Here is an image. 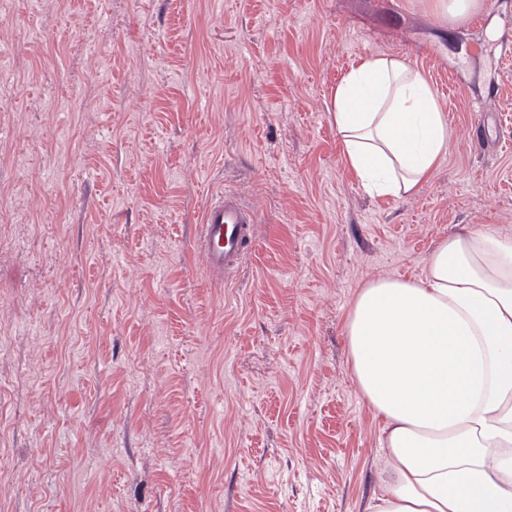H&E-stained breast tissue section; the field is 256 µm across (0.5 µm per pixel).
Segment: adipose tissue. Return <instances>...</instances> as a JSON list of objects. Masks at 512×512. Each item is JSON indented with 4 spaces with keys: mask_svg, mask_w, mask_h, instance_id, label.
<instances>
[{
    "mask_svg": "<svg viewBox=\"0 0 512 512\" xmlns=\"http://www.w3.org/2000/svg\"><path fill=\"white\" fill-rule=\"evenodd\" d=\"M329 111L369 195L414 194L448 151L447 118L404 58L353 64ZM345 336L380 421L384 467L363 512H512V237L462 225L419 280L360 288Z\"/></svg>",
    "mask_w": 512,
    "mask_h": 512,
    "instance_id": "ef3b65f1",
    "label": "adipose tissue"
}]
</instances>
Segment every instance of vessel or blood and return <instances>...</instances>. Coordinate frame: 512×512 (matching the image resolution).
<instances>
[{
	"mask_svg": "<svg viewBox=\"0 0 512 512\" xmlns=\"http://www.w3.org/2000/svg\"><path fill=\"white\" fill-rule=\"evenodd\" d=\"M256 213L231 190L214 194L207 202L198 233V251L212 284L227 282L257 243Z\"/></svg>",
	"mask_w": 512,
	"mask_h": 512,
	"instance_id": "vessel-or-blood-1",
	"label": "vessel or blood"
}]
</instances>
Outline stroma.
<instances>
[{"mask_svg": "<svg viewBox=\"0 0 512 512\" xmlns=\"http://www.w3.org/2000/svg\"><path fill=\"white\" fill-rule=\"evenodd\" d=\"M405 58L452 139L373 197L328 111L350 65ZM512 0H11L0 13V512H362L378 422L344 319L421 278L463 224L512 236ZM257 245L217 288L210 196ZM484 0H433L429 5L452 24H461L484 7Z\"/></svg>", "mask_w": 512, "mask_h": 512, "instance_id": "stroma-1", "label": "stroma"}]
</instances>
